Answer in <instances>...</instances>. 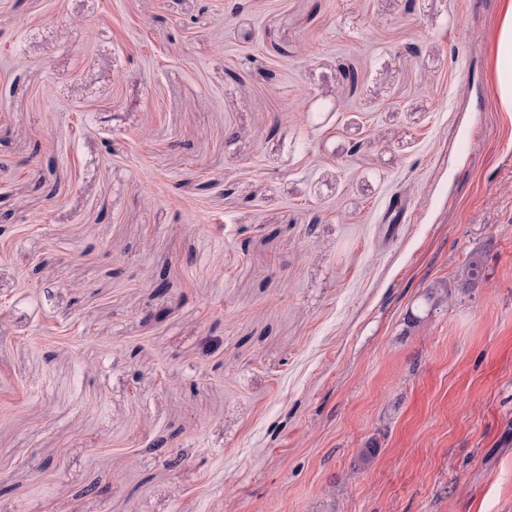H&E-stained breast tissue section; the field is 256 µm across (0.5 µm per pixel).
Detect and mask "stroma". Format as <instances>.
Segmentation results:
<instances>
[{
	"mask_svg": "<svg viewBox=\"0 0 512 512\" xmlns=\"http://www.w3.org/2000/svg\"><path fill=\"white\" fill-rule=\"evenodd\" d=\"M501 7L0 0V512H512Z\"/></svg>",
	"mask_w": 512,
	"mask_h": 512,
	"instance_id": "obj_1",
	"label": "stroma"
}]
</instances>
